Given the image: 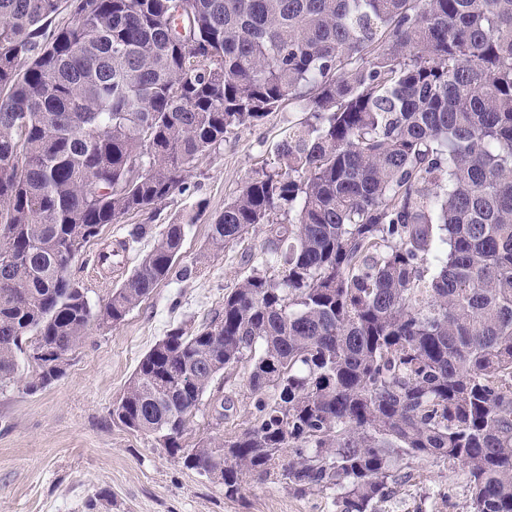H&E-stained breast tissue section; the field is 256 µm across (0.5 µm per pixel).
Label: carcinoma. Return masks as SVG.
I'll list each match as a JSON object with an SVG mask.
<instances>
[{"instance_id":"1","label":"carcinoma","mask_w":512,"mask_h":512,"mask_svg":"<svg viewBox=\"0 0 512 512\" xmlns=\"http://www.w3.org/2000/svg\"><path fill=\"white\" fill-rule=\"evenodd\" d=\"M192 4L0 0V388L22 357L26 392L61 378L92 325L169 279L196 215L134 225L153 247L98 308L69 273L97 230L186 191L200 156L293 101L307 118L207 242L267 224L268 271L169 330L112 419L220 470L231 500L276 471L377 512L402 464L431 458L463 468L470 512H512V0ZM247 355L249 425L183 447Z\"/></svg>"}]
</instances>
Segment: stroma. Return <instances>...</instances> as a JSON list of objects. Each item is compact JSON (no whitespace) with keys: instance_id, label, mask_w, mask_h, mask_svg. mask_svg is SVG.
<instances>
[{"instance_id":"obj_1","label":"stroma","mask_w":512,"mask_h":512,"mask_svg":"<svg viewBox=\"0 0 512 512\" xmlns=\"http://www.w3.org/2000/svg\"><path fill=\"white\" fill-rule=\"evenodd\" d=\"M305 119L291 102L262 121L240 127L224 143L199 158L190 188L157 209L132 214L102 227L70 268L72 279L93 304L105 303L152 247L132 244L110 274L96 270L99 253L116 249L136 224L164 227L188 213L200 216L189 227L178 267L186 278L158 285L116 326H92L82 345L69 353L64 375L29 394L21 386L0 389V512H331L330 498L297 497L276 476L247 480L242 496L229 500L217 480L186 468L156 440L131 433L110 412L140 360L169 329H194L208 321L224 293L253 270L263 269L265 226H257L237 248L210 255V224L249 178L273 166L276 145ZM251 363L242 360L223 384L228 408L205 396L182 438L185 447L200 439L240 432L251 420L248 386ZM224 410L215 424L216 410ZM412 477L394 488L378 512H469L470 493L461 467L414 460Z\"/></svg>"}]
</instances>
